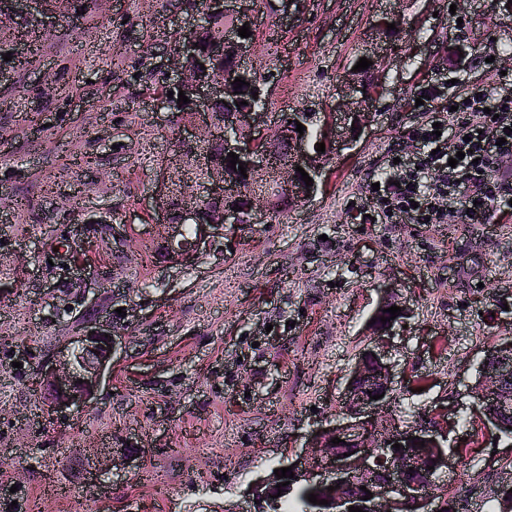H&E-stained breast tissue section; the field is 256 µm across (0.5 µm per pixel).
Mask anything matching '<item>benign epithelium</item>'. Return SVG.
<instances>
[{"label": "benign epithelium", "mask_w": 512, "mask_h": 512, "mask_svg": "<svg viewBox=\"0 0 512 512\" xmlns=\"http://www.w3.org/2000/svg\"><path fill=\"white\" fill-rule=\"evenodd\" d=\"M44 0H7L8 8L0 10V28L14 24L19 14L42 11ZM52 12L44 16L45 30L53 27L55 20L68 16L73 0H53ZM205 12L224 16L232 24L224 29V43L234 48L231 66L218 81L203 80L192 68L190 61L196 55L197 44L187 36L170 46L166 70L177 75L175 86L185 90L192 98L194 109L203 113L206 122L205 135L199 143L215 141V136L224 139V152H234L238 159L254 174L268 173V179L261 186H253L247 192L248 205L240 211L233 210L238 195L244 192L242 185L231 180L224 166L204 159L203 176L192 189L181 196L178 222L171 221L167 201L182 178L180 170L167 169L157 180L159 205L156 223L166 230L161 246L167 248L168 256L189 259L211 245L213 238L224 234V227H238L243 224H262L271 215L270 201L274 193L284 189L290 197L303 200L309 196L307 190L315 189L295 171L301 167L312 179L321 172L319 153L310 150L309 140L300 135L296 128L279 124L269 132L260 129L266 112L256 107L236 113L234 122L224 126L220 132L210 118L211 104L217 97L230 103L237 98L234 94V80L245 79L255 70L245 63L252 38L238 36L243 25L253 26L250 0H205ZM356 99L349 102L348 115L354 118L363 115L369 97L361 81L349 84ZM277 143L285 147L289 162L274 169L267 166L266 147ZM212 199L224 200L217 213V219L209 224H197L196 234L185 239L184 228L195 221L202 209V203ZM402 322L397 317L373 330V336L356 354L343 393L345 412L339 416L336 426L321 432L311 439L315 451L308 458H298L290 463L292 472L304 476L314 488L317 499L335 504L344 501L343 490L353 478L362 480L373 497L365 503L363 512H438L441 506L434 504L435 496L428 484L411 478V471H434L440 473L451 465L445 451L447 435L440 424L417 425L403 429L394 423L383 425L382 414L393 399L396 391L393 381V366L389 358V339L396 325ZM121 337L114 329L112 312L100 308L97 316L84 326L63 349L58 352L57 363L41 367L36 372L41 403L47 414L68 409H80L92 402L100 387L103 376L112 370L114 355ZM512 350V341L496 345L492 352L482 358L484 364L478 376L482 390H494L509 378L512 364L505 361ZM380 399L374 400L372 396ZM341 439L339 447L348 449L350 456L333 454L331 439ZM424 446H419V442ZM401 444L395 450L393 444ZM441 453L431 458L429 452ZM285 479L270 473L251 490V501L276 488Z\"/></svg>", "instance_id": "1"}]
</instances>
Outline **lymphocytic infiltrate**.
Wrapping results in <instances>:
<instances>
[{"mask_svg":"<svg viewBox=\"0 0 512 512\" xmlns=\"http://www.w3.org/2000/svg\"><path fill=\"white\" fill-rule=\"evenodd\" d=\"M454 111H431L413 128L417 147L400 160L397 177L374 175L380 186L368 200L384 222L402 218L412 224H455L512 210V176L498 160L512 154V72L495 76L491 88L477 86L457 95ZM455 124L454 136H436L434 123ZM464 152L449 166V158Z\"/></svg>","mask_w":512,"mask_h":512,"instance_id":"1","label":"lymphocytic infiltrate"}]
</instances>
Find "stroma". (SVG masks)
<instances>
[{"mask_svg":"<svg viewBox=\"0 0 512 512\" xmlns=\"http://www.w3.org/2000/svg\"><path fill=\"white\" fill-rule=\"evenodd\" d=\"M168 0H96L90 15L44 36L27 70L0 83V248L11 262L58 260L64 208L112 213L119 236L97 241L90 301L68 316L50 303L65 289L41 274L0 294V512H248L247 492L270 469L331 428L368 320L380 302L412 316L394 339L403 386L387 415L412 426L444 409L448 451L466 465L435 481L464 512H499L498 480L512 442L473 421L470 390L489 346L512 337V215L454 232L444 224H381L366 217L367 177L424 118L427 83L445 99L489 84L512 64V13L496 0H299L288 22L260 7L249 63L272 74L266 110L336 108L343 76L370 49H386L382 95L357 140L329 143L317 192L288 217L225 229L210 250L145 267L157 246L149 196L160 164L175 165L173 115L148 109L132 65L150 20L180 18ZM399 23L385 37L378 21ZM76 88L73 97L61 96ZM41 107L51 124L17 122ZM29 193L33 212L15 210ZM140 304L96 399L46 415L35 369L76 336L92 302L115 292ZM94 448L116 465L94 479Z\"/></svg>","mask_w":512,"mask_h":512,"instance_id":"stroma-1","label":"stroma"}]
</instances>
